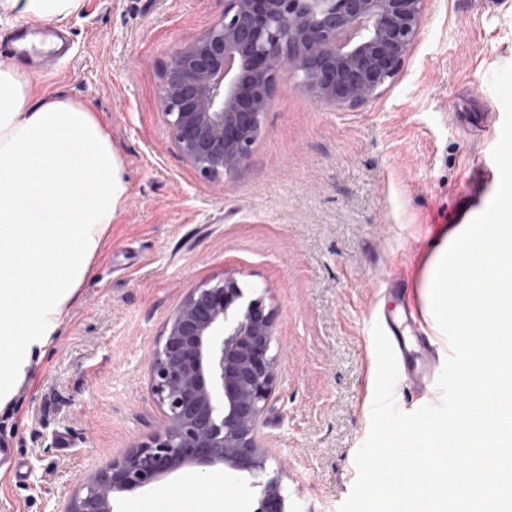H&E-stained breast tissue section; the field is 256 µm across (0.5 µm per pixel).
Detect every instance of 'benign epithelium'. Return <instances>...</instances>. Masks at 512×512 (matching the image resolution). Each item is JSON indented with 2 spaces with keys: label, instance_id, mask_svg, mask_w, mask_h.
Returning a JSON list of instances; mask_svg holds the SVG:
<instances>
[{
  "label": "benign epithelium",
  "instance_id": "7a95c632",
  "mask_svg": "<svg viewBox=\"0 0 512 512\" xmlns=\"http://www.w3.org/2000/svg\"><path fill=\"white\" fill-rule=\"evenodd\" d=\"M425 0H225L224 16L179 48L163 72L162 106L177 147L206 179L244 166L279 80L346 110L396 78ZM227 276L191 291L149 356L160 430L81 482L64 512H112V494L145 488L184 466L222 464L258 477L257 443L276 377L273 321L245 311ZM257 512H284L274 478Z\"/></svg>",
  "mask_w": 512,
  "mask_h": 512
}]
</instances>
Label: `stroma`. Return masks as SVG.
Masks as SVG:
<instances>
[{
    "label": "stroma",
    "instance_id": "stroma-1",
    "mask_svg": "<svg viewBox=\"0 0 512 512\" xmlns=\"http://www.w3.org/2000/svg\"><path fill=\"white\" fill-rule=\"evenodd\" d=\"M224 0H82L71 49L32 72L31 101L67 96L96 113L126 192L51 341L0 409V512H62L80 479L145 442L160 412L146 355L189 291L233 273L273 314L277 377L259 431L285 512H394L365 489L404 455L405 434L456 420L455 337L435 335L441 375L396 383L370 311L423 309L420 265L444 224L494 213L512 171V0H426L420 34L376 98L336 110L282 80L247 164L207 180L177 148L161 106L175 50ZM400 281L401 296L385 294ZM114 494L113 512H254L261 489L223 465Z\"/></svg>",
    "mask_w": 512,
    "mask_h": 512
}]
</instances>
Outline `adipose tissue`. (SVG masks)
Segmentation results:
<instances>
[{
	"label": "adipose tissue",
	"instance_id": "obj_1",
	"mask_svg": "<svg viewBox=\"0 0 512 512\" xmlns=\"http://www.w3.org/2000/svg\"><path fill=\"white\" fill-rule=\"evenodd\" d=\"M33 23L76 15L82 0H6ZM31 77L0 64V407L12 398L29 359L13 351L16 337L50 342L69 315L125 195L121 162L102 125L84 103L57 96L31 105ZM425 311L448 325L459 342L483 330L496 337L492 355L464 358L458 393L471 413L422 431L417 440L437 459L413 454L406 468L465 460L453 469L458 512H472L486 490L479 475L495 465L494 449L512 426L486 422L488 395H501L512 370V197L494 223L476 218L442 226L422 273Z\"/></svg>",
	"mask_w": 512,
	"mask_h": 512
}]
</instances>
